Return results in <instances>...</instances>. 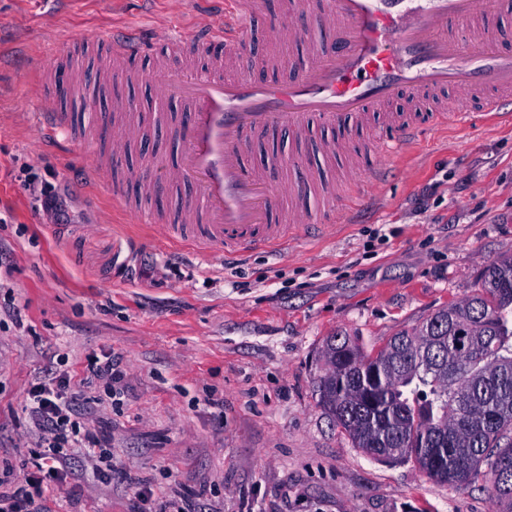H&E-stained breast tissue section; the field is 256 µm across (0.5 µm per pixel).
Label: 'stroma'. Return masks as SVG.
I'll use <instances>...</instances> for the list:
<instances>
[{
  "label": "stroma",
  "instance_id": "35a3bbf8",
  "mask_svg": "<svg viewBox=\"0 0 512 512\" xmlns=\"http://www.w3.org/2000/svg\"><path fill=\"white\" fill-rule=\"evenodd\" d=\"M203 0H0V472L37 479L48 512H493L484 479L453 486L354 447L319 402L322 345L378 348L471 296L512 255V126L433 129L334 237L244 258L163 239L88 186L108 148L44 142L31 115L50 47L109 71L112 28L179 30ZM66 194L56 223L37 189ZM107 353L125 377L82 381ZM67 365L112 470L55 484L35 466L28 390Z\"/></svg>",
  "mask_w": 512,
  "mask_h": 512
}]
</instances>
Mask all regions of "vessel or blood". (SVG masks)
<instances>
[{"label": "vessel or blood", "instance_id": "1", "mask_svg": "<svg viewBox=\"0 0 512 512\" xmlns=\"http://www.w3.org/2000/svg\"><path fill=\"white\" fill-rule=\"evenodd\" d=\"M500 7L501 0H292L277 29L281 42L300 43L312 20L326 40L311 43L293 74L277 78L270 75L277 62L256 52L251 35L266 19L265 0H224L216 20L178 36L162 28L150 42L133 28L113 29V76L127 75L133 59L153 55L160 43L180 58L154 70L150 81L162 100L182 109L177 118L158 112L154 119L175 120L180 139L167 179L191 188L172 217L146 211L143 223L169 242L238 256L352 223L359 185L373 189L387 176L356 145L359 129H377V149L404 158L432 127L512 123V31L497 22ZM71 76L57 65L43 69L33 100L40 128L75 143L86 141L96 117L80 123L62 110L58 91ZM319 127L330 131L317 141L319 157L338 162L331 184L313 164L275 181L251 163L253 137L275 128L304 139ZM138 136V126L114 125L111 159ZM85 171L128 206L106 162L90 158Z\"/></svg>", "mask_w": 512, "mask_h": 512}]
</instances>
